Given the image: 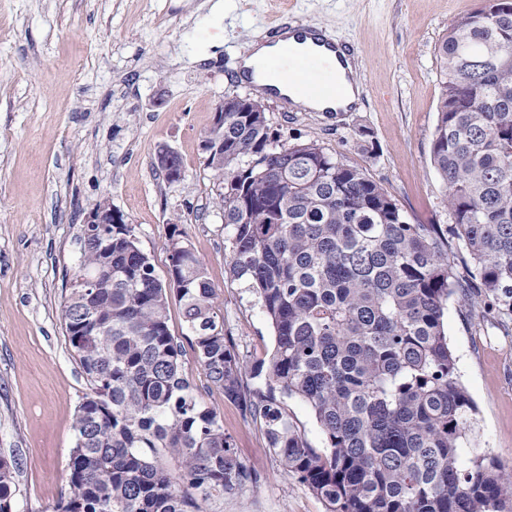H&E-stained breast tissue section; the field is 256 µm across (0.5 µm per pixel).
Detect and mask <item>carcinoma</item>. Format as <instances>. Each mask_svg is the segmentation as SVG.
Returning <instances> with one entry per match:
<instances>
[{
    "label": "carcinoma",
    "mask_w": 512,
    "mask_h": 512,
    "mask_svg": "<svg viewBox=\"0 0 512 512\" xmlns=\"http://www.w3.org/2000/svg\"><path fill=\"white\" fill-rule=\"evenodd\" d=\"M435 56L431 163L446 226L406 222L378 182L315 141L280 142L265 113H224V148L207 166L224 183V259L275 332L266 392L245 386L262 365L233 350L205 263L180 231L165 284L130 225L108 238L103 224L82 226L73 274L110 263L112 280L70 291L61 310L91 393L75 412L56 512H205L256 484L183 374L173 298L208 382L264 423L283 468L327 512H512V466L465 452L476 405L443 321L456 291L478 303L473 282L512 313V0H479ZM277 391L311 407L326 452L296 430ZM18 470L16 456L0 457V512H13Z\"/></svg>",
    "instance_id": "1"
}]
</instances>
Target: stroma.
I'll list each match as a JSON object with an SVG mask.
<instances>
[{"label": "stroma", "instance_id": "1", "mask_svg": "<svg viewBox=\"0 0 512 512\" xmlns=\"http://www.w3.org/2000/svg\"><path fill=\"white\" fill-rule=\"evenodd\" d=\"M0 0V455L17 456L14 512H54L65 490L75 410L91 386L71 355L61 305L87 211L107 199L160 279L179 229L204 261L224 333L245 361L268 358L273 329L224 263V185L203 133L235 68L282 17L316 24L359 53L356 110L331 119L264 98L281 142L319 143L380 183L411 224H449L430 157L440 76L435 47L478 0ZM177 153L184 177L157 164ZM448 343L478 409L476 450L512 465V317L448 300ZM186 377L257 477L208 512H325L285 472L262 423L209 386L193 350Z\"/></svg>", "mask_w": 512, "mask_h": 512}]
</instances>
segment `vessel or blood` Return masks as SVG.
I'll return each mask as SVG.
<instances>
[{"label": "vessel or blood", "mask_w": 512, "mask_h": 512, "mask_svg": "<svg viewBox=\"0 0 512 512\" xmlns=\"http://www.w3.org/2000/svg\"><path fill=\"white\" fill-rule=\"evenodd\" d=\"M268 37L271 43L277 44L279 53L294 58L295 65L290 74L277 72L275 61H268L263 73L266 81L273 84H298L307 98L327 101L341 99L345 87L339 79L324 76L320 70L323 53H338L339 48L332 38L326 37L318 28L296 20H285L271 26ZM308 42L306 51L296 52L295 42Z\"/></svg>", "instance_id": "obj_1"}]
</instances>
